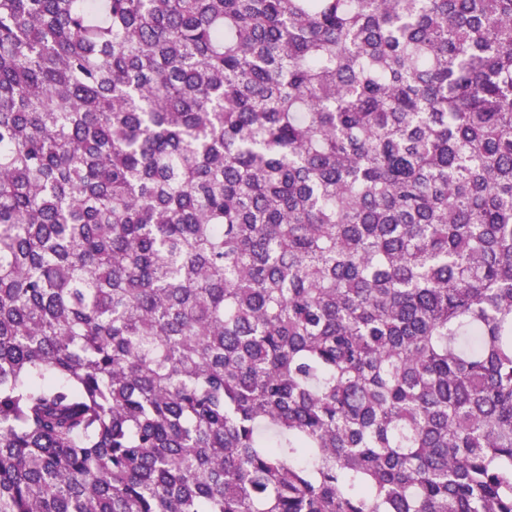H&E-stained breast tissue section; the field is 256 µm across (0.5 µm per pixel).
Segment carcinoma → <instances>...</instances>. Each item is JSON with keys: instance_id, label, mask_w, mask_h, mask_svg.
<instances>
[{"instance_id": "carcinoma-1", "label": "carcinoma", "mask_w": 512, "mask_h": 512, "mask_svg": "<svg viewBox=\"0 0 512 512\" xmlns=\"http://www.w3.org/2000/svg\"><path fill=\"white\" fill-rule=\"evenodd\" d=\"M0 512H512V0H0Z\"/></svg>"}]
</instances>
